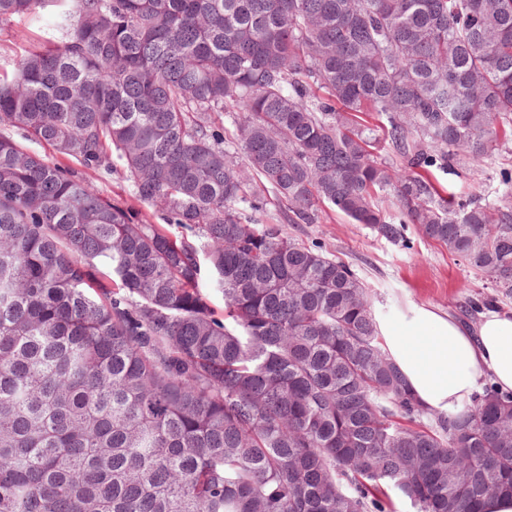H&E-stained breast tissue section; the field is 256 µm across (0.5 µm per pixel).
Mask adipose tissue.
Here are the masks:
<instances>
[{
  "mask_svg": "<svg viewBox=\"0 0 512 512\" xmlns=\"http://www.w3.org/2000/svg\"><path fill=\"white\" fill-rule=\"evenodd\" d=\"M382 346L418 403L451 416L467 406L483 375L512 392V311L490 308L478 321L409 303L397 316L375 315Z\"/></svg>",
  "mask_w": 512,
  "mask_h": 512,
  "instance_id": "adipose-tissue-1",
  "label": "adipose tissue"
}]
</instances>
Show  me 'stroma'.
Instances as JSON below:
<instances>
[{"instance_id": "35a3bbf8", "label": "stroma", "mask_w": 512, "mask_h": 512, "mask_svg": "<svg viewBox=\"0 0 512 512\" xmlns=\"http://www.w3.org/2000/svg\"><path fill=\"white\" fill-rule=\"evenodd\" d=\"M505 169L512 171L510 153L439 171L435 177L446 191L494 204L507 190L501 176ZM287 230L300 242L321 245L348 263L370 288L374 307L391 315L410 302L460 314L470 297L492 292L489 283L413 227L407 230L410 244L405 247L323 205L316 223L291 224Z\"/></svg>"}]
</instances>
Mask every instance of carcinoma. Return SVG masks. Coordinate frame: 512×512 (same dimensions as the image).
<instances>
[{
	"mask_svg": "<svg viewBox=\"0 0 512 512\" xmlns=\"http://www.w3.org/2000/svg\"><path fill=\"white\" fill-rule=\"evenodd\" d=\"M13 17L39 35L0 73V512L512 497V393L430 414L350 265L239 211L329 204L393 242L409 222L512 294V192L433 181L512 152V0H0ZM90 179L109 196L126 202L135 210H142L143 212L150 214L151 220L154 224L164 223L163 216H161L159 213L152 214V209L148 208L146 205L140 203L134 198L131 187L128 183L121 181L118 174H112V176L107 177L91 175Z\"/></svg>",
	"mask_w": 512,
	"mask_h": 512,
	"instance_id": "carcinoma-1",
	"label": "carcinoma"
}]
</instances>
